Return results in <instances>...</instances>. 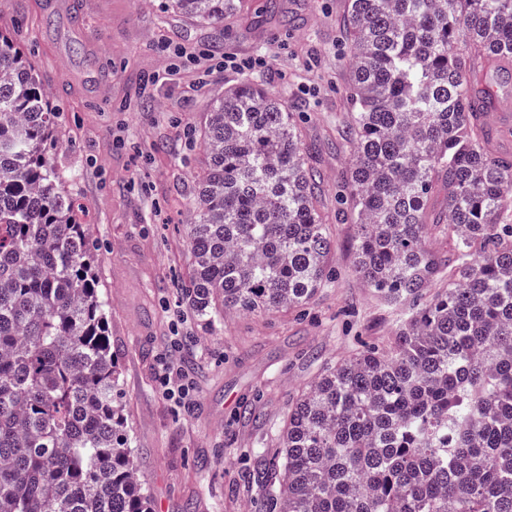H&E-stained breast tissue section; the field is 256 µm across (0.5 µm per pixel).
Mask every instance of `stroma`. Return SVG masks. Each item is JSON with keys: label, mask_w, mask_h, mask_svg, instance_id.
Returning a JSON list of instances; mask_svg holds the SVG:
<instances>
[{"label": "stroma", "mask_w": 512, "mask_h": 512, "mask_svg": "<svg viewBox=\"0 0 512 512\" xmlns=\"http://www.w3.org/2000/svg\"><path fill=\"white\" fill-rule=\"evenodd\" d=\"M165 0H0L9 33L58 112L53 159L97 244L100 295L119 363L134 464L152 512H255L264 460L289 406L326 367L399 322L354 270L355 228L333 222L335 273L306 310L231 311L204 330L181 297L191 258L195 174L206 157L192 131L240 80L225 53L263 54L259 77L305 116L303 144L323 177L320 205L342 206L348 48L344 0H278L232 28L164 11ZM212 51L205 65L175 47ZM192 384L180 403L162 363Z\"/></svg>", "instance_id": "1"}]
</instances>
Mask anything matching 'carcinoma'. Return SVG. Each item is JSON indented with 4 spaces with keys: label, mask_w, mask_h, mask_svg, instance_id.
<instances>
[{
    "label": "carcinoma",
    "mask_w": 512,
    "mask_h": 512,
    "mask_svg": "<svg viewBox=\"0 0 512 512\" xmlns=\"http://www.w3.org/2000/svg\"><path fill=\"white\" fill-rule=\"evenodd\" d=\"M244 2L168 9L222 25ZM340 23L354 267L408 313L289 407L263 507L512 512V154L496 147L512 129L490 127L482 87L512 75V0H346ZM54 127L0 33V512H151L79 204L46 151ZM201 139L186 304L208 326L307 305L332 279L333 242L299 113L244 79L209 106ZM445 271L448 289L423 299Z\"/></svg>",
    "instance_id": "obj_1"
}]
</instances>
